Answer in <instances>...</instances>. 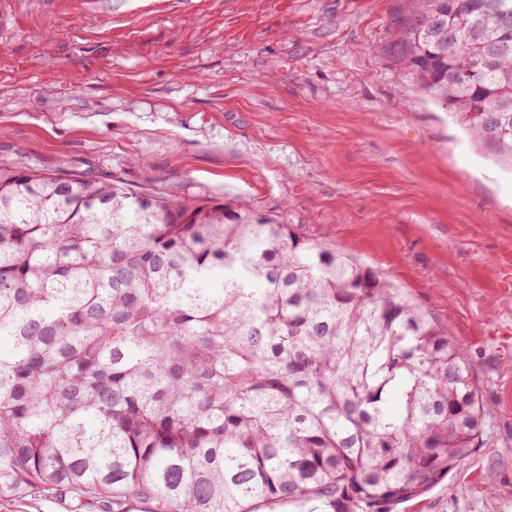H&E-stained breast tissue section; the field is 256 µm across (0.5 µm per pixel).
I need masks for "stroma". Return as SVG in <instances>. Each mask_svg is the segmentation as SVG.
I'll return each mask as SVG.
<instances>
[{"mask_svg":"<svg viewBox=\"0 0 512 512\" xmlns=\"http://www.w3.org/2000/svg\"><path fill=\"white\" fill-rule=\"evenodd\" d=\"M408 0H0V164L212 199L352 254L465 352L485 444L400 512H512V172L417 84ZM0 512H99L71 496Z\"/></svg>","mask_w":512,"mask_h":512,"instance_id":"1","label":"stroma"}]
</instances>
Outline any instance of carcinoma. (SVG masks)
Wrapping results in <instances>:
<instances>
[{
    "label": "carcinoma",
    "instance_id": "1",
    "mask_svg": "<svg viewBox=\"0 0 512 512\" xmlns=\"http://www.w3.org/2000/svg\"><path fill=\"white\" fill-rule=\"evenodd\" d=\"M412 0L395 53L512 170V0ZM448 13L438 50L416 20ZM0 497L100 512H397L482 447L458 344L372 268L196 198L0 166Z\"/></svg>",
    "mask_w": 512,
    "mask_h": 512
}]
</instances>
